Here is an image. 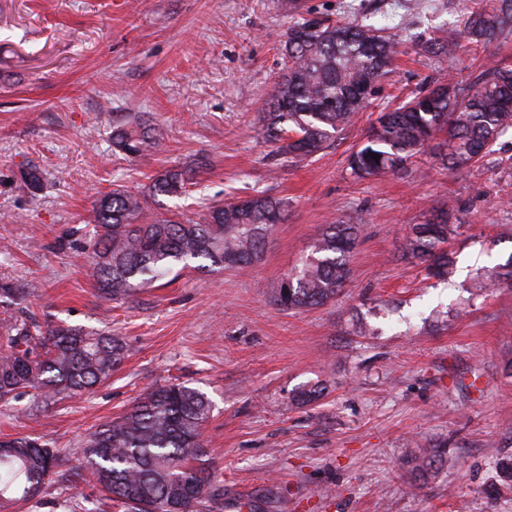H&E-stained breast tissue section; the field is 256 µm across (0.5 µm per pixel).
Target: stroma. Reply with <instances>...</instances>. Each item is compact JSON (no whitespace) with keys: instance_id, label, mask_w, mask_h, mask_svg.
Returning <instances> with one entry per match:
<instances>
[{"instance_id":"stroma-1","label":"stroma","mask_w":512,"mask_h":512,"mask_svg":"<svg viewBox=\"0 0 512 512\" xmlns=\"http://www.w3.org/2000/svg\"><path fill=\"white\" fill-rule=\"evenodd\" d=\"M281 2L0 0V283H36V320L109 330L127 349L90 394L0 402V439L44 437L71 469L90 433L175 379L212 403L201 512H229L233 495L252 512H512L498 470L512 461V285L477 288L512 258V132L457 174L426 155L368 179L347 165L412 92L512 66V33L469 42L475 0H303L305 17L387 29L402 52L354 130L322 156L276 162L259 118L288 67ZM140 112L166 150L131 159L112 130ZM171 165L195 169L188 196H150ZM119 185L161 214L265 194L287 199L288 218L249 270L178 268L115 302L87 252L94 203ZM443 215L458 227L445 281L400 249L411 225ZM331 224L360 227L343 291L303 311L274 305L272 287ZM316 382L321 399L297 404ZM443 441L444 462L416 471L420 449ZM99 498L55 478L0 512H99Z\"/></svg>"}]
</instances>
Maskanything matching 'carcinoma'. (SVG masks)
Wrapping results in <instances>:
<instances>
[{"instance_id":"cac0c4a2","label":"carcinoma","mask_w":512,"mask_h":512,"mask_svg":"<svg viewBox=\"0 0 512 512\" xmlns=\"http://www.w3.org/2000/svg\"><path fill=\"white\" fill-rule=\"evenodd\" d=\"M465 29L478 42H493L512 30V0L473 11ZM400 44L397 36L356 21H294L284 41L288 72L276 83L261 118L270 155L312 158L329 149L336 134L354 126L368 106ZM388 114L350 154L353 176L398 173L424 153L444 171H463L493 154L512 130V69L493 66L462 88L448 84L421 91ZM112 143L130 158L163 149V138L140 116L114 129ZM191 180V171L168 167L150 192L179 197ZM93 212L90 264L99 291L121 301L179 264L196 263L208 272L250 267L274 226L285 221L288 205L268 195L248 196L210 205L197 221H177L149 212L141 195L118 187L97 199ZM358 232L357 224L330 225L292 276L291 287L274 286V302L301 310L334 300L347 281ZM455 232L446 220L416 224L401 250L427 264L433 275L446 276L452 260L444 244ZM30 294L29 288L0 284V307H17ZM124 358L125 346L110 334L15 318L0 333V401L25 394L43 400L86 394ZM324 390L320 383L305 385L295 400L312 403ZM210 411L208 398L193 387L153 388L90 434L80 477L111 494L124 512H197L210 484L201 438ZM60 462L58 450L39 438L1 440L0 502L34 498Z\"/></svg>"}]
</instances>
